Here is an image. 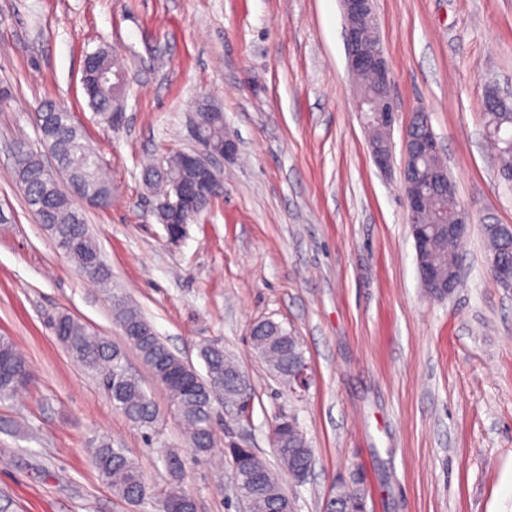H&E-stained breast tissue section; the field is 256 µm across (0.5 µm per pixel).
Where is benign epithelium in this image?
<instances>
[{"label": "benign epithelium", "mask_w": 512, "mask_h": 512, "mask_svg": "<svg viewBox=\"0 0 512 512\" xmlns=\"http://www.w3.org/2000/svg\"><path fill=\"white\" fill-rule=\"evenodd\" d=\"M344 23L348 68L353 77L368 74L378 92V99L370 100L356 97L358 114L364 125L372 127L371 114L379 113V120L392 131L397 120L396 108L392 97L393 75L380 45L378 20L374 0H340ZM509 108L506 97L491 90L485 96V111L503 112ZM203 124L201 113H196L192 126L193 137L201 149L182 151L185 165L193 168L197 174L196 182L191 186L177 185L167 194L157 198L154 214L159 223L186 224L188 217L198 213L202 205L222 194L223 184L219 179L214 160L230 158L238 150V144L229 131H224V144L213 147L201 142L200 127ZM370 151L375 165L381 170H388L393 164V146L391 140L369 141ZM441 152V146L426 114L415 113L412 123L403 130L402 180L407 207V220L412 228L415 251L419 252L427 243V224L424 214L428 205V195L423 186L428 185L434 191H440L452 197L456 196L455 186L448 175L447 166L428 172L424 179L414 175L418 170L421 157ZM472 219L468 211L456 205L448 224V243L457 245L471 230ZM492 272L506 287H512V263L491 258ZM457 268L443 273L437 267L420 270L422 286L425 288H446L453 292L459 279ZM309 386L307 363L300 359L288 377V390L292 393L304 391Z\"/></svg>", "instance_id": "1"}]
</instances>
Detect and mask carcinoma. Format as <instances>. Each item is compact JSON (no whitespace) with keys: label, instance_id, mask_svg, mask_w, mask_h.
<instances>
[{"label":"carcinoma","instance_id":"cac0c4a2","mask_svg":"<svg viewBox=\"0 0 512 512\" xmlns=\"http://www.w3.org/2000/svg\"><path fill=\"white\" fill-rule=\"evenodd\" d=\"M120 71V64L105 48L89 53L83 69L82 84L87 103L99 120L109 126L112 125V113L122 109L126 88L117 80L101 81L100 74ZM485 122L491 128L498 127L504 132V135L495 137L498 169L511 170L512 111L487 114ZM38 130L53 153L58 168L72 177L76 188L47 184L44 164L31 151L22 162L15 164L16 179L26 203L58 249L80 271H90L94 280L106 284L111 280V270L75 202L83 200L93 206H109L112 182L86 143L83 128L71 119L69 112L60 109L44 114ZM202 135L215 142L221 141L224 138V119L208 120L202 127ZM193 180V171L184 166L177 154L167 160L164 171L148 167L142 173L144 185L159 195L169 191L176 181L189 184ZM492 228L491 224L484 225L491 252L512 259V246H508ZM429 257L438 264L457 265L454 247L439 236L431 244ZM114 312L120 330L135 332L133 336L124 337L126 344L137 350L156 382L169 393L170 414L183 428L190 453L197 459L207 456L217 438L211 390L224 388V401L234 402L241 371L224 355V348L209 345L201 351L206 368V375L202 376L185 366L184 360L155 334L136 304L120 300L114 304ZM52 328L73 359L100 378L112 406L145 430L146 439H151L161 414L140 381L124 379V348L110 338L98 335L86 323L68 313L58 315L52 322ZM251 342L256 348H267V362L280 378L288 377L289 359L302 353L295 336H265L254 331ZM31 380L32 371L27 360L13 339L1 334L0 401L13 398ZM228 454L235 494L251 502L252 512H292V502L279 478L253 449L232 447ZM277 454L282 468L293 478L312 463L314 450L291 420L288 424V447L277 449ZM92 462L99 476L112 486L113 493L130 503L145 506L158 501L163 512H195L194 498L181 485V460L173 453L166 455L169 482L161 492L148 481L139 464L126 454L125 449L112 447L107 439L100 440L93 449ZM359 484L360 480L355 478L351 484L336 489L338 512H362L366 509Z\"/></svg>","mask_w":512,"mask_h":512}]
</instances>
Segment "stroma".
<instances>
[{"mask_svg": "<svg viewBox=\"0 0 512 512\" xmlns=\"http://www.w3.org/2000/svg\"><path fill=\"white\" fill-rule=\"evenodd\" d=\"M399 120L393 166L373 163L355 110L339 0H0V334L33 381L0 403V505L8 512H157L117 497L91 464L100 438L164 485L167 448L197 512H245L228 445L280 463L272 429L296 421L314 450L308 477H283L294 512H324L338 483L364 478L367 512H512V288L488 264L487 224L512 225V191L483 134L488 88L512 92V0H375ZM107 48L128 79L112 128L82 90L87 53ZM224 114L238 153L224 195L167 239L141 173L195 147V101ZM65 108L112 176V204H81L112 270L86 278L29 210L12 148L52 158L34 114ZM427 112L472 231L458 288L425 295L400 176L402 132ZM138 304L172 352L202 368L215 342L249 380L246 410L216 405L204 461L168 415L134 348L128 369L163 417L152 441L115 410L57 341L69 313L115 344L112 302ZM298 336L311 377L289 394L255 353L252 325Z\"/></svg>", "mask_w": 512, "mask_h": 512, "instance_id": "stroma-1", "label": "stroma"}]
</instances>
